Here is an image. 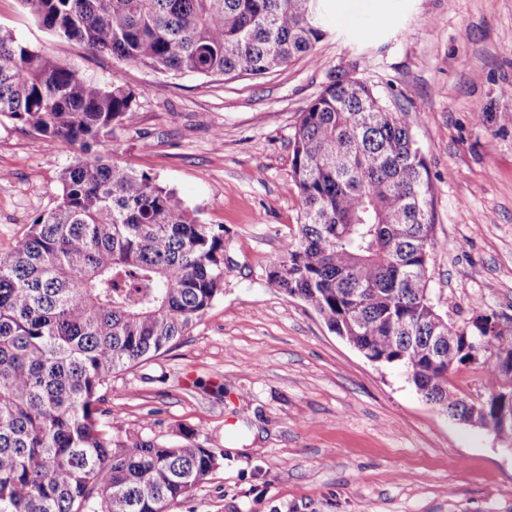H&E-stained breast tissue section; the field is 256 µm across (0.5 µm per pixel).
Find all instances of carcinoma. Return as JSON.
Masks as SVG:
<instances>
[{
    "mask_svg": "<svg viewBox=\"0 0 512 512\" xmlns=\"http://www.w3.org/2000/svg\"><path fill=\"white\" fill-rule=\"evenodd\" d=\"M21 2L60 37L174 76L263 77L328 34L322 0ZM133 100L0 30V117L82 151L60 203L0 255V512H174L224 460L192 429L174 446L124 436L106 406L112 373L169 351L224 294V225L97 150ZM291 178L301 222L269 285L512 447V326L435 309L433 186L399 113L336 73L299 115ZM469 365L492 374L476 401L449 379Z\"/></svg>",
    "mask_w": 512,
    "mask_h": 512,
    "instance_id": "carcinoma-1",
    "label": "carcinoma"
}]
</instances>
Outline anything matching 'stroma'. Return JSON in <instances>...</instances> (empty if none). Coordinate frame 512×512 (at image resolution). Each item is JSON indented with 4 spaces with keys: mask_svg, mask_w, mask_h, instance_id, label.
Returning a JSON list of instances; mask_svg holds the SVG:
<instances>
[{
    "mask_svg": "<svg viewBox=\"0 0 512 512\" xmlns=\"http://www.w3.org/2000/svg\"><path fill=\"white\" fill-rule=\"evenodd\" d=\"M313 56L263 78L167 76L90 52L0 0V29L136 94L116 158L224 227V294L170 352L113 374L120 433L195 429L224 461L176 512H512V449L371 362L266 271L300 221V112L347 71L395 102L433 184L431 299L512 323V0H326ZM484 119H475V111ZM222 143H215V133ZM79 155L0 118V253L53 209Z\"/></svg>",
    "mask_w": 512,
    "mask_h": 512,
    "instance_id": "1",
    "label": "stroma"
}]
</instances>
